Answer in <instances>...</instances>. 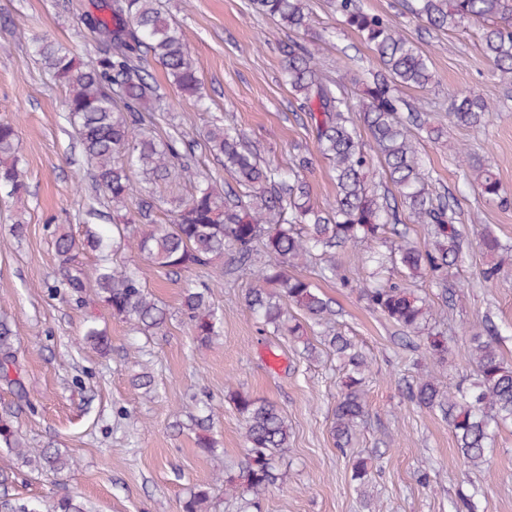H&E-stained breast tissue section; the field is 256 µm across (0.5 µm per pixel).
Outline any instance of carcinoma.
<instances>
[{
    "mask_svg": "<svg viewBox=\"0 0 512 512\" xmlns=\"http://www.w3.org/2000/svg\"><path fill=\"white\" fill-rule=\"evenodd\" d=\"M99 8L108 15H91L87 22L97 52L94 61L85 63L77 50L46 38L34 40V53L66 88L63 112L90 163L94 187L118 212L136 197L135 211L112 224L110 236L100 225L87 223L80 241L65 226H57L56 287L78 298L92 287L99 301L132 332L163 336L169 312L138 272L113 265L110 254L134 249L156 268L178 275L206 268L228 252L236 256L238 270H252L254 281L245 290L244 302L260 330L301 339L306 329L288 307L317 322L328 319L333 310L311 281L290 269L321 255L332 256L338 248L370 243L387 253L373 250L362 257L376 262L379 271L353 288L405 335L425 329L432 305L428 297L407 288V282L428 276L452 294L447 274L459 257L460 234L455 209L428 188L416 140L406 125L410 121L421 127L427 120L417 106L407 107L408 119L401 116L404 101L399 88L424 90L435 82V73L429 56L397 22L365 11L360 0H335L341 22L364 37L378 63L362 82L360 129L349 115L352 108L341 86L322 73V36L313 31L307 0H250L254 14L295 34L282 46V72L306 114L316 147V153L297 154L281 168L262 161L246 144L245 134L230 124L214 123L199 134L181 131L167 139L151 136L144 113L159 110L161 95L148 70L149 60L158 62L184 94L200 96L201 81L188 43L180 26L163 16L160 0H105ZM407 8L435 30L483 23V52L499 80L512 85V0H411ZM495 111V103L479 94L453 96L452 114L460 125L473 126L483 113ZM198 140L222 163L234 185L219 189L216 178L196 168L191 148ZM451 149L483 197L505 202L500 181L489 168L470 160L462 146L453 144ZM17 151L16 127L0 120V189L20 202L27 184ZM315 154L328 160L335 173L336 199L322 205L313 200L302 176L313 166ZM377 166L386 181L377 183L370 177ZM133 170L147 185L174 176L197 183L196 191L187 199L169 200L174 219L156 224L154 213L163 200L137 189L130 177ZM401 206L412 223L433 226L432 239L424 247L408 242L396 229L403 223ZM389 230L396 239L386 237ZM87 248L101 253L92 281L78 261ZM387 262L404 270V281L382 276ZM214 287L211 281H192L181 302V315L205 346L220 335V319L211 302ZM499 337L489 320L484 331L471 336L467 357L477 374L471 387L447 389L426 375L406 388L407 397L418 406L437 409L448 418L468 468L489 464L493 428L512 425V365L500 354ZM84 339L101 353L111 348L107 334L92 320L85 326ZM323 341L346 367L331 425L336 447L346 448L367 414L363 384L371 364L349 338L333 330ZM16 352L13 330L0 320V381L20 388L21 381L11 378L17 369ZM227 398L243 418L247 456L236 473L224 476V484L254 512H261V500L278 480V461L289 448L288 418L274 402L231 385ZM0 443L20 457H33L46 472L61 475L77 465L51 444L27 447L2 417ZM8 482L9 475L1 473L0 512H90L77 493L54 497L41 511L10 494ZM211 503L209 488L199 486L180 503V512H212Z\"/></svg>",
    "mask_w": 512,
    "mask_h": 512,
    "instance_id": "cac0c4a2",
    "label": "carcinoma"
}]
</instances>
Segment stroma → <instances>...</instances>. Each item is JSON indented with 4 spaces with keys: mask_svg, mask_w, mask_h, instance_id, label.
<instances>
[{
    "mask_svg": "<svg viewBox=\"0 0 512 512\" xmlns=\"http://www.w3.org/2000/svg\"><path fill=\"white\" fill-rule=\"evenodd\" d=\"M91 0H0V119L18 130V165L26 175L24 204L0 191V320L16 335L20 377L29 392L21 399L0 383V415L30 446L66 451L77 465L52 476L0 445V468L12 475L11 493L37 501L77 493L93 512H179V502L199 484L211 487L216 512H238L239 502L217 474L237 469L246 453L243 420L226 396L227 385L276 403L292 437L281 470L282 482L266 495L262 512H364L351 479V464L377 462L369 491L377 512H450L459 493L476 496L478 512H512V427L501 429L489 472L464 467L453 434L439 411L419 407L406 388L424 372L445 385L468 387L476 376L465 338L485 318L499 327L500 352L512 364V250L501 254L494 285L483 279L491 260L481 235L491 231L512 247V86L500 82L485 57L480 24L435 31L417 21L406 0H361L364 10L397 21L429 55L436 81L426 90L400 89L419 101L443 140L414 130L422 169L433 193L448 196L457 213L462 253L449 270L456 304L445 308L434 281L417 280L415 293L446 310L439 329L448 339L445 358L434 357L426 337L407 336L374 311L351 288L368 279L364 246L337 249L336 277L319 281L330 298L337 333L350 338L372 362L364 390L369 413L348 448L336 449L330 434L332 410L343 365L321 342V328L307 322V340L259 333L242 299L250 280L231 256L207 269L168 275L134 250L118 252L116 264L136 269L148 290L171 314L166 335L134 336L94 296L75 300L53 292L59 277L54 246L56 225L75 237L93 209H112L96 195L77 136L61 111L64 90L33 53L32 40L45 36L84 48V21ZM313 28L326 35L321 45L324 74L341 84L358 105L361 81L375 65L370 46L341 25L333 0H308ZM163 12L183 29L202 82V101L183 95L164 70L151 72L163 97L161 111L148 114L159 136L204 131L223 122L242 129L270 161L285 164L312 146L313 137L282 75L281 47L289 32L253 14L248 0H161ZM474 92L500 102L482 123L458 125L451 95ZM452 143H461L499 178L509 199L483 198L463 178ZM22 233H15L16 221ZM222 275L213 291L221 317L218 345L199 347L180 314L186 281ZM106 329L111 349L100 354L84 340L87 318ZM149 376L150 386L135 378ZM211 417L212 452L198 448L199 431L188 412ZM428 483H421V474Z\"/></svg>",
    "mask_w": 512,
    "mask_h": 512,
    "instance_id": "1",
    "label": "stroma"
}]
</instances>
